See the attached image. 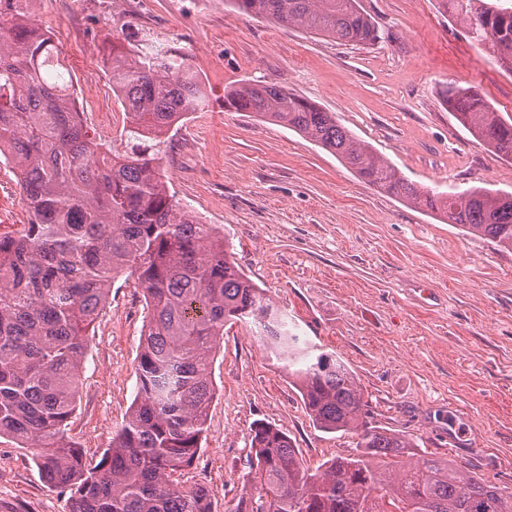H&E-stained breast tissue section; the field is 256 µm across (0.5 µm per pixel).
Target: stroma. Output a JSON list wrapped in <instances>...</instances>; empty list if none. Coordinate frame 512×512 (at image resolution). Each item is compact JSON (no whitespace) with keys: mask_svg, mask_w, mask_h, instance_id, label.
<instances>
[{"mask_svg":"<svg viewBox=\"0 0 512 512\" xmlns=\"http://www.w3.org/2000/svg\"><path fill=\"white\" fill-rule=\"evenodd\" d=\"M377 28L367 45L325 39L243 14L224 0H40L78 84L91 132L122 114L104 70L103 41L166 37L186 48L208 93L173 135L163 168L181 203L220 224L235 258L286 315L291 333L340 355L375 425L414 438L512 489V252L367 185L335 156L286 127L225 107L246 81L278 84L335 113L343 127L418 184L512 192V161L480 145L443 101L448 83L480 93L512 120V71L471 41L442 0H360ZM31 221L11 166L0 167V235ZM147 309L116 282L92 330L70 435L87 458L112 443L136 391ZM216 393L202 448L183 480L232 512L256 424L281 429L315 471L355 447L354 434L316 428L253 326H225L212 366ZM0 512H69L68 491L45 485L31 451L0 442Z\"/></svg>","mask_w":512,"mask_h":512,"instance_id":"stroma-1","label":"stroma"}]
</instances>
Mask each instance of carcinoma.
Instances as JSON below:
<instances>
[{
	"mask_svg": "<svg viewBox=\"0 0 512 512\" xmlns=\"http://www.w3.org/2000/svg\"><path fill=\"white\" fill-rule=\"evenodd\" d=\"M241 13L367 44L376 28L359 0H226ZM469 37L512 70V5L443 0ZM39 0H0V158L21 175L31 222L0 235V437L32 450L42 481L70 491V512H212L206 487L180 482L198 456L214 396L224 325L259 327L318 428L356 448L305 469L280 429L259 423L234 512H512L506 492L467 466L370 422L340 358L300 346L263 290L238 267L224 232L182 206L161 174L174 127L208 105L190 56L170 45L107 41L105 73L124 116L123 150L98 151L77 109L74 76L37 26ZM443 100L489 150L512 159V121L470 87ZM226 106L284 126L336 155L365 183L512 250V192L421 187L315 103L244 82ZM148 310L125 424L96 463L69 436L78 371L120 277Z\"/></svg>",
	"mask_w": 512,
	"mask_h": 512,
	"instance_id": "carcinoma-1",
	"label": "carcinoma"
}]
</instances>
